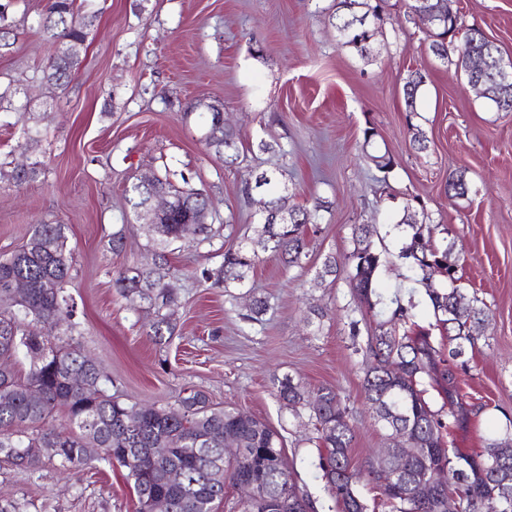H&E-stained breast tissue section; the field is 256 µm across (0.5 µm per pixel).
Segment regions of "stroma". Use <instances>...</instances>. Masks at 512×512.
<instances>
[{"mask_svg":"<svg viewBox=\"0 0 512 512\" xmlns=\"http://www.w3.org/2000/svg\"><path fill=\"white\" fill-rule=\"evenodd\" d=\"M87 48L66 91L42 78L54 44L31 26L46 0H15L7 22L15 38L0 53V169L24 163L29 181L0 182V255L19 250L35 225H67L73 252L66 292L75 302L73 336L108 376L106 390L126 404H172L181 390H203L220 407L266 421L284 438L285 460L300 494L316 512H338L318 468L315 430L278 397L291 376L305 390L329 385L350 411L354 469L365 470L394 442L374 420L363 392L370 336L395 304L411 306L421 330L441 341L444 329L422 286L399 257L400 221L422 200L439 245H452L457 285L486 306L477 342L454 362L457 387L472 408L455 430V447L481 450L512 418V113L496 111L460 74L456 52L428 51L426 27L407 0H387L369 54L340 46L332 24L335 0H92ZM462 30L480 29L512 58V0H452ZM425 75L414 121L403 86ZM221 105L239 138L240 156L224 162L202 137L208 104ZM397 165L382 176L365 157L363 131ZM428 140L413 145L414 130ZM276 141L283 153L259 151ZM205 191L211 208L233 216L213 224L211 243L188 234L168 254L179 273L174 336L155 342L154 311H131L112 286L117 271L151 260L141 225L124 224L137 177L163 169ZM276 170L295 205L327 201L309 225L310 262L288 268L264 258L233 294L246 307L267 300L262 322L241 321L228 292L203 280L224 252L252 236L255 208L242 194L253 172ZM464 174L467 196L448 193V177ZM374 227L383 264L374 308L352 310L345 278L314 286L326 256L353 249L352 225ZM125 228V247L112 234ZM322 309L324 318L314 316ZM0 499L20 512H137L125 472L92 462L78 472L45 463L22 471L0 456Z\"/></svg>","mask_w":512,"mask_h":512,"instance_id":"obj_1","label":"stroma"}]
</instances>
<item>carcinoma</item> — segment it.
Segmentation results:
<instances>
[{
	"instance_id": "carcinoma-1",
	"label": "carcinoma",
	"mask_w": 512,
	"mask_h": 512,
	"mask_svg": "<svg viewBox=\"0 0 512 512\" xmlns=\"http://www.w3.org/2000/svg\"><path fill=\"white\" fill-rule=\"evenodd\" d=\"M385 0H337L336 30L341 46L364 56L367 31L379 33ZM412 16L429 14L436 18L429 34V50L440 60L448 58V44L457 53L479 55L482 69L471 71L460 62L471 85L480 86L482 96L499 112H512V77L499 75L500 52L478 29H471L455 41L459 18L448 15V0H408ZM37 30L56 44V52L43 72L44 79L58 87L69 84L79 64L87 38V22L76 0H47L44 11L34 19ZM424 76L413 72L403 87L409 115H416V101ZM210 125L204 136L206 148L221 160L239 156L235 133L224 127L217 105L208 106ZM383 178L396 166L389 153L367 155ZM153 186L172 197L171 209L146 225L145 247L154 256L153 266L132 265L115 274L112 287L132 311L146 301L154 309L151 336L160 341L173 336L179 297L175 276L168 265L167 249L192 224L202 241L210 240L205 219L210 207L207 194L176 187L169 172L153 174ZM246 198L258 205L261 230L236 251L224 253L223 264L212 276L218 283L246 284L248 271L260 254L272 252L289 268H304L308 256L305 227L318 221L322 201L313 208L288 205V192L275 173L263 170L254 183L244 187ZM151 188L135 183L128 202L133 220L151 210ZM402 223L412 229L400 251L415 272L413 281L424 286L438 321L448 334V353L436 347L430 337L409 336L400 330L412 322L409 308L399 304L393 310L390 327L368 341L373 361L365 372L363 391L374 418L388 435L407 437V448H389L367 473L351 468L349 451L355 435L349 408L330 386L314 394L317 405L306 407L304 388L286 376L279 380L278 393L284 405L294 410L305 407L308 420L317 431L319 468L327 488L341 512H443L441 496L455 495L459 512H488L495 503L499 512H512V419L503 436L491 440L479 452L466 453L444 440V435L463 427L471 409L462 401L449 362L475 345L472 328L486 321L478 299L467 297L456 287L435 283L440 275L455 282V263L448 248L436 246L424 233L425 224L409 212ZM65 224L37 225L23 248L0 256V357L31 358L29 373L21 377L0 365V453L13 465L31 469L47 458L60 469H81L96 459V449L108 448L101 461L127 471L138 499V512H151L154 495L162 494L168 512H214L224 501L226 486L234 485L245 472L258 481V498L233 504L238 512H312L310 499L298 493L293 469L284 457L280 434L268 424L244 416L235 407H214L207 396L195 389L184 390L173 405L125 404L103 388L106 381L95 360L77 342L46 349L47 338L62 327L72 328L73 303L64 293L73 257ZM372 225H352L353 250L346 256L348 286L356 307H372L376 294L375 275L382 258L371 240ZM340 263L328 255L315 281L338 277ZM267 301L254 297L239 318L247 323L262 321ZM429 385L442 395L448 410H432L425 399ZM61 412L66 424L54 423ZM231 442L241 454L224 455ZM372 483L377 495L368 504L361 495L362 479ZM422 483L433 485L430 497L413 495Z\"/></svg>"
}]
</instances>
